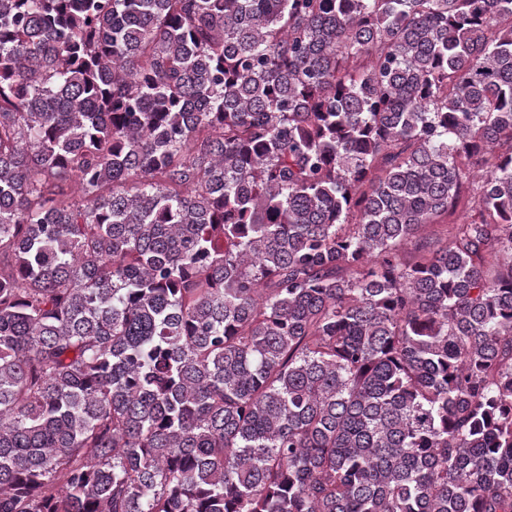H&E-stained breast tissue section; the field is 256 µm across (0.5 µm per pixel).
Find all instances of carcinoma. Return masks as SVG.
I'll list each match as a JSON object with an SVG mask.
<instances>
[{
  "mask_svg": "<svg viewBox=\"0 0 512 512\" xmlns=\"http://www.w3.org/2000/svg\"><path fill=\"white\" fill-rule=\"evenodd\" d=\"M504 254L512 0H0V512H512Z\"/></svg>",
  "mask_w": 512,
  "mask_h": 512,
  "instance_id": "cac0c4a2",
  "label": "carcinoma"
}]
</instances>
